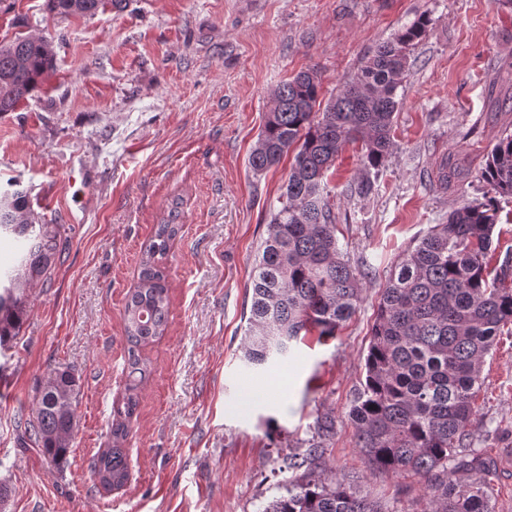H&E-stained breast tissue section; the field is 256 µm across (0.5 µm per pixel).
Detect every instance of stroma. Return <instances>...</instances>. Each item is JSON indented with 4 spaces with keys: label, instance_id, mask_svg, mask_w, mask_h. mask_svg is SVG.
Segmentation results:
<instances>
[{
    "label": "stroma",
    "instance_id": "35a3bbf8",
    "mask_svg": "<svg viewBox=\"0 0 512 512\" xmlns=\"http://www.w3.org/2000/svg\"><path fill=\"white\" fill-rule=\"evenodd\" d=\"M9 2L0 43L47 37L55 60L38 91L0 115V185L29 188L35 217L64 225L67 248L29 289L0 374V481L11 489L0 512H259L282 492V457L325 414L336 420L326 462L412 512L421 479L370 470L348 411L391 267L452 209L484 199L480 171L512 132V0H127L93 17ZM424 15L374 194L348 191L362 175L360 143L345 145L326 178L339 246L367 274L362 302L335 336L309 333L289 359L249 367L246 287L293 163L260 174L249 164L274 93L313 68L327 102ZM451 153L471 175L443 190L436 168ZM177 195L168 328L143 350L153 372L126 444L128 480L105 490L91 465L127 383L125 297ZM59 367L81 378L62 465L17 428ZM481 377L470 433L497 465L495 512H512V330Z\"/></svg>",
    "mask_w": 512,
    "mask_h": 512
}]
</instances>
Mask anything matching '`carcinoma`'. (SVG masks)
I'll use <instances>...</instances> for the list:
<instances>
[{"label": "carcinoma", "mask_w": 512, "mask_h": 512, "mask_svg": "<svg viewBox=\"0 0 512 512\" xmlns=\"http://www.w3.org/2000/svg\"><path fill=\"white\" fill-rule=\"evenodd\" d=\"M126 0H48L49 10L94 17ZM424 16L380 43L358 71L344 81L338 96L318 112L317 72L298 73L274 94L264 127L250 155L261 173L292 149L294 163L281 194V207L267 225L247 285L251 294L245 361L259 368L288 356L293 343L313 329L336 335L362 301V273L339 248L336 218L327 199L326 173L343 147L362 142L365 176L350 193L374 190L370 172L383 166L394 146L392 130L407 76L410 54L424 37ZM46 38L18 36L0 43V114L13 112L53 69ZM468 170L446 162L437 181L443 188ZM481 179L494 196L467 203L436 224L390 272L382 288L365 359V378L354 395L349 418L357 447L369 468L413 473L424 481L425 500L415 512H495L488 477L493 462L471 448L469 426L481 387V369L502 328L512 324V267L489 268L500 200L512 199V134L499 138ZM183 199L169 211L143 244L133 288L123 311L129 383L113 403L108 446L99 449L92 472L105 489L127 479L123 445L139 405L137 390L150 373L141 347L168 327L169 293L164 260L181 225ZM61 224H38L26 192H0V240L28 241L27 254L8 271L0 270V348L14 342L22 322L24 291L48 277L66 249ZM80 377L56 368L38 392L35 414L24 422L23 439L63 463L77 426ZM335 429L329 416L317 420V438L307 448L282 458L291 473L285 493L262 512H386L361 494L356 483L336 473L324 455V440Z\"/></svg>", "instance_id": "obj_1"}]
</instances>
